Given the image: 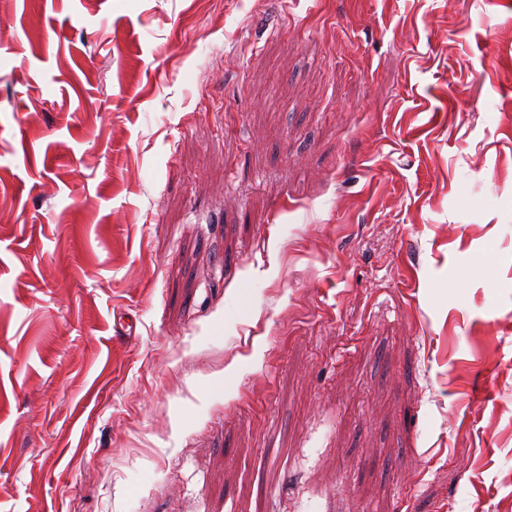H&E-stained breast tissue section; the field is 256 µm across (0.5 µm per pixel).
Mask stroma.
I'll return each mask as SVG.
<instances>
[{"mask_svg":"<svg viewBox=\"0 0 512 512\" xmlns=\"http://www.w3.org/2000/svg\"><path fill=\"white\" fill-rule=\"evenodd\" d=\"M2 25L0 512H512V0Z\"/></svg>","mask_w":512,"mask_h":512,"instance_id":"1","label":"stroma"}]
</instances>
